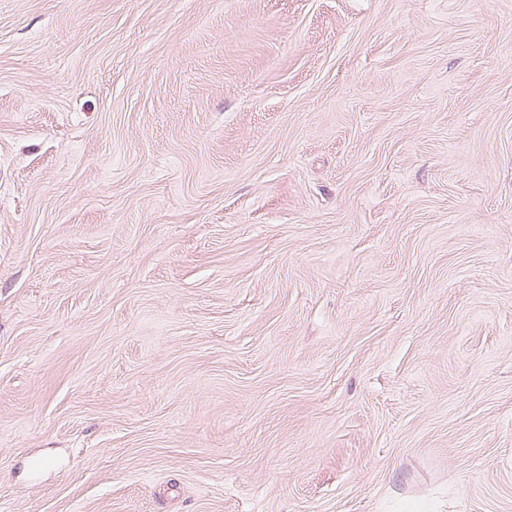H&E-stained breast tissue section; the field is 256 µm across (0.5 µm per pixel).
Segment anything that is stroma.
Instances as JSON below:
<instances>
[{
  "mask_svg": "<svg viewBox=\"0 0 512 512\" xmlns=\"http://www.w3.org/2000/svg\"><path fill=\"white\" fill-rule=\"evenodd\" d=\"M0 512H512V0H0Z\"/></svg>",
  "mask_w": 512,
  "mask_h": 512,
  "instance_id": "obj_1",
  "label": "stroma"
}]
</instances>
